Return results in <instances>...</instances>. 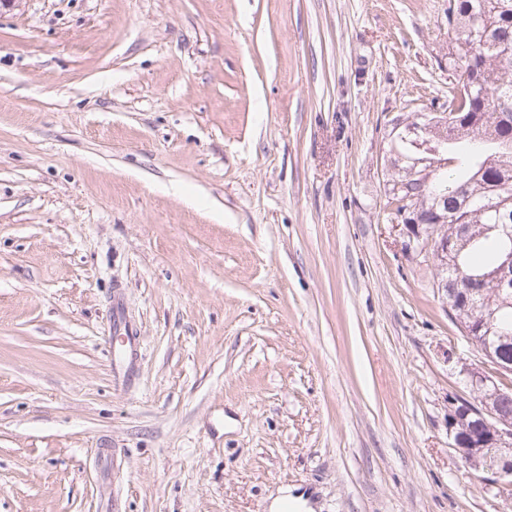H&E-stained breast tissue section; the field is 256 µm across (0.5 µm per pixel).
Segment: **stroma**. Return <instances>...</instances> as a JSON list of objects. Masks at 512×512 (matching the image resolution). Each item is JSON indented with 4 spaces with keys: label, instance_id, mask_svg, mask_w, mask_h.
<instances>
[{
    "label": "stroma",
    "instance_id": "1",
    "mask_svg": "<svg viewBox=\"0 0 512 512\" xmlns=\"http://www.w3.org/2000/svg\"><path fill=\"white\" fill-rule=\"evenodd\" d=\"M444 8L0 9V512H512L448 436L480 356L385 221ZM122 335L126 336V341L121 346L114 344V365L118 374L122 375L125 379H129L132 371V363L136 355L135 336L129 335L126 330L125 334Z\"/></svg>",
    "mask_w": 512,
    "mask_h": 512
}]
</instances>
